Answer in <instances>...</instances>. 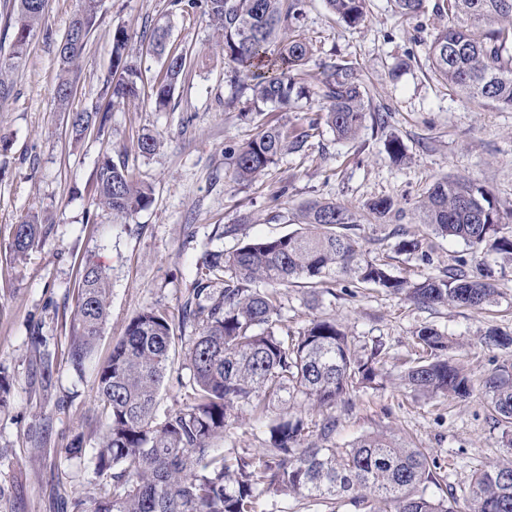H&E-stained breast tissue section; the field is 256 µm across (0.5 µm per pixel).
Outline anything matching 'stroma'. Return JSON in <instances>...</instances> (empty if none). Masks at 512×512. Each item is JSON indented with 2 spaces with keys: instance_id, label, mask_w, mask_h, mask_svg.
Here are the masks:
<instances>
[{
  "instance_id": "stroma-1",
  "label": "stroma",
  "mask_w": 512,
  "mask_h": 512,
  "mask_svg": "<svg viewBox=\"0 0 512 512\" xmlns=\"http://www.w3.org/2000/svg\"><path fill=\"white\" fill-rule=\"evenodd\" d=\"M426 0L417 15L395 11L391 0H368L367 18L356 28L339 22L324 0H305L295 32L314 48L305 67L315 84L324 64L355 65L369 111L387 113L385 127L365 123L351 140L337 139L322 124L323 103L303 98L291 109L254 110L250 94L238 93L201 11L181 12L171 0H102L100 19L77 69L74 108L95 102L110 76L112 33L125 28L135 39L167 25L172 45L189 50L191 65L167 111H156L148 93L116 107L102 135L75 138L55 98L58 47L78 0H49L45 25L13 73V90L0 98V375L9 390L0 404V512H73L76 498L110 493L98 477L92 450L107 423L93 368L103 365L132 317L149 307L166 310L176 335H196L184 307L193 298L207 254L230 251L255 237L296 231L294 214L322 199L364 210L390 198L397 214L363 223L359 241L370 257L386 261L395 275L421 279L470 256L463 241L438 237L431 263L396 253L395 226L422 235L414 205L434 180L458 176L488 189L502 211L512 210V111L473 101L440 81L428 49L448 24ZM267 125L305 135L301 150L282 156L258 179L231 178L234 150ZM158 134L162 144L141 154L137 139ZM406 147L405 162L384 148L388 136ZM125 151L135 180L152 188L151 205L128 218L91 204L96 166L107 153ZM46 219V238L25 259L10 249L15 224L31 212ZM106 269L111 281L107 321L98 336L91 372L77 375L67 357L66 322L86 262ZM498 288L484 308H419L382 289L340 281L310 294L284 287L283 320L298 329L316 316L344 321L359 344L383 340L392 380L352 395L332 413L334 440L345 447L361 435L388 431L446 465L437 495L450 497L455 512H468L464 492L477 465L512 455L501 445L503 428L493 418L481 384L512 352L480 338L495 326L512 334V265L484 257ZM437 329L455 342L475 389L467 400L427 399L393 379L413 351L415 331ZM190 371L183 353L173 355L161 385L159 412L189 401ZM267 417H244L217 446L227 457L258 459ZM83 435L85 454L69 459L64 449Z\"/></svg>"
}]
</instances>
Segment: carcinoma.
<instances>
[{"label":"carcinoma","instance_id":"obj_1","mask_svg":"<svg viewBox=\"0 0 512 512\" xmlns=\"http://www.w3.org/2000/svg\"><path fill=\"white\" fill-rule=\"evenodd\" d=\"M328 9L351 27L365 21L366 0H325ZM49 0H17L10 50L0 55V97L12 90L8 74L25 58L31 40L44 24ZM303 0H171L186 11L203 8L219 36L224 61L237 83L256 104L286 108L301 98L298 76L313 54L301 38L282 41L276 56L269 46L301 15ZM99 0H80L62 37L56 100L70 114L80 135L101 132L108 113L139 96L142 55L147 50L163 62L151 97L166 109L176 85L190 66L191 55L167 44V31L156 28L146 49L134 47L127 30L112 37L111 78L104 101L70 109L75 87L70 73L80 60L98 22ZM435 12L448 18L464 15L472 26H447L429 47L438 76L467 97L512 110V0H436ZM324 119L340 140L354 138L367 118L383 127L387 116L367 112L365 88L348 62L325 66L315 85ZM302 141L272 126L242 146L233 179L248 182ZM152 202L149 188L135 181L122 154L98 161L92 204L129 216ZM420 223L432 234L458 238L472 249L471 259H457L439 275L419 282L394 276L388 264L363 251L354 233L361 215L328 201H312L300 210L303 228L277 238L250 239L235 250L210 253L208 271L227 274L224 288L206 293L193 316L198 334L189 338L185 357L193 396L184 408L155 421L159 387L176 342L167 314L147 308L134 316L125 335L96 371L98 399L109 421L95 449L96 474L112 479V494L93 501L88 512H256L265 491L299 495L336 508L347 499L360 512H453L448 500L428 492L440 486L445 466L394 435L368 433L346 447L333 442L336 417L323 419L309 438L305 419L288 414L286 404L304 400L333 408L345 398L381 385L386 378L385 345L367 348L334 318L316 317L292 331L277 306L278 288L304 282L310 288L349 278L375 285L420 307L451 305L480 308L498 295L491 271L480 255L494 252L512 261V230H505L498 202L469 179H443L423 192L416 206ZM45 231L34 213L14 226L11 248L18 255L33 248ZM396 252L429 260L423 240L402 228ZM111 284L96 264L83 267L77 306L70 323L68 358L83 373L109 312ZM426 356L410 361L400 376L403 385L428 397H469L472 380L452 357V341L424 326L415 332ZM481 341L507 349L512 337L490 329ZM482 387L499 421L512 424V373L502 367ZM285 405L268 426L265 460L229 459L215 447L218 438L249 407L262 412ZM470 512H512V460L490 462L473 470L467 489Z\"/></svg>","mask_w":512,"mask_h":512}]
</instances>
